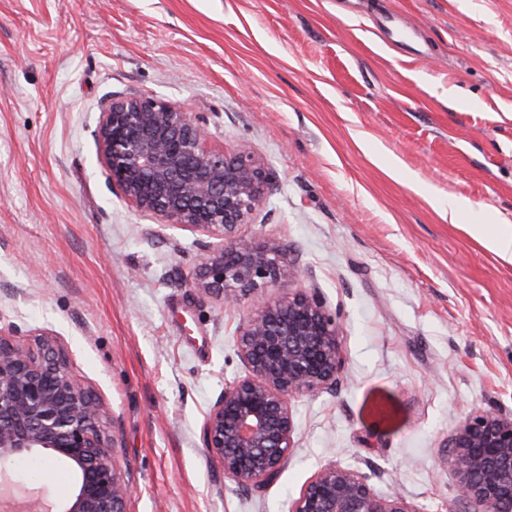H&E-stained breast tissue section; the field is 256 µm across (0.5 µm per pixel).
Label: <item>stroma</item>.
I'll list each match as a JSON object with an SVG mask.
<instances>
[{
  "label": "stroma",
  "instance_id": "obj_1",
  "mask_svg": "<svg viewBox=\"0 0 512 512\" xmlns=\"http://www.w3.org/2000/svg\"><path fill=\"white\" fill-rule=\"evenodd\" d=\"M132 93L263 159L241 232L288 239L294 275L235 311L188 288L201 234L135 211L98 151ZM473 224L512 227V0H0V322L99 395L127 512H288L331 460L456 512L449 437L512 413V263ZM301 290L340 326L341 387L293 400L297 448L244 492L204 418L246 373L239 320Z\"/></svg>",
  "mask_w": 512,
  "mask_h": 512
}]
</instances>
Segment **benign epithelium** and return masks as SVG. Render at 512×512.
Segmentation results:
<instances>
[{
	"instance_id": "benign-epithelium-1",
	"label": "benign epithelium",
	"mask_w": 512,
	"mask_h": 512,
	"mask_svg": "<svg viewBox=\"0 0 512 512\" xmlns=\"http://www.w3.org/2000/svg\"><path fill=\"white\" fill-rule=\"evenodd\" d=\"M206 118L163 97L114 96L100 112L98 149L112 185L136 211L207 238L189 287L237 309L289 277L288 242L245 236L241 226L271 189L264 163L246 147L210 145ZM0 326V481L11 465L41 454L74 474L72 495L53 512H126L133 485L118 466L98 394L71 375L46 338L25 349ZM245 376L224 386L202 427L210 460L243 490L261 489L297 447L291 403L334 391L345 365L335 318L316 294L296 292L240 320ZM448 471L462 512H512V414L482 410L448 438ZM289 512H418L400 494L381 495L369 477L336 461L322 465Z\"/></svg>"
}]
</instances>
